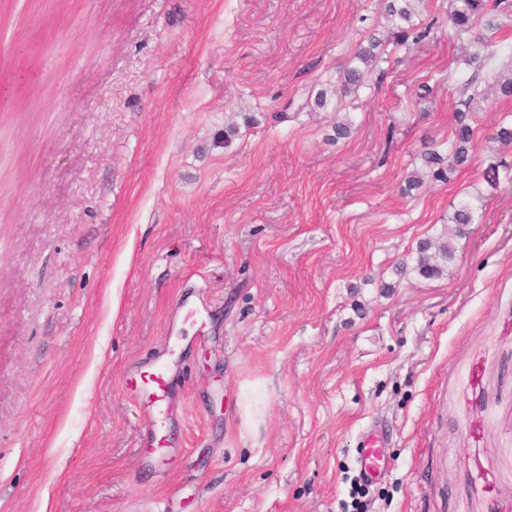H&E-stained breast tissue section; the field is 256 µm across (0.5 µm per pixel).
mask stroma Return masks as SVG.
<instances>
[{"instance_id":"1","label":"stroma","mask_w":512,"mask_h":512,"mask_svg":"<svg viewBox=\"0 0 512 512\" xmlns=\"http://www.w3.org/2000/svg\"><path fill=\"white\" fill-rule=\"evenodd\" d=\"M451 3L421 0L426 37L347 93L387 0H14L0 512H512V184L483 176L512 167V10L477 72ZM475 73L471 161L408 189ZM463 200L447 271L420 275ZM183 301L203 323L172 349ZM162 351L173 412L147 414L126 380ZM378 443V437L373 432H367L362 436L361 448L358 450L359 474L368 482L374 478V471L379 462Z\"/></svg>"}]
</instances>
